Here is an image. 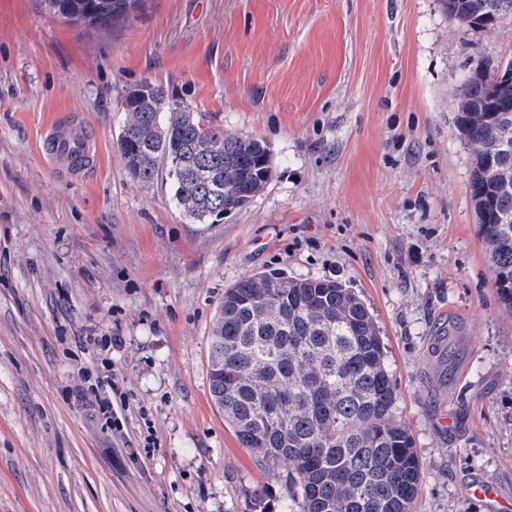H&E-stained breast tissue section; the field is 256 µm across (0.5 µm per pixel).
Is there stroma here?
<instances>
[{
    "label": "stroma",
    "mask_w": 512,
    "mask_h": 512,
    "mask_svg": "<svg viewBox=\"0 0 512 512\" xmlns=\"http://www.w3.org/2000/svg\"><path fill=\"white\" fill-rule=\"evenodd\" d=\"M480 55L512 58V19L464 26L438 0H145L105 31L0 0V512H286V464L241 447L209 394L216 308L261 271L369 307L420 455L415 512H484L473 476L512 501V315L452 121ZM145 82L266 142L264 191L195 224L166 182H134L117 138ZM73 119L96 151L76 177L42 155ZM442 322L451 392L430 384ZM101 336L122 340L105 365ZM92 374L123 394L120 427L81 399Z\"/></svg>",
    "instance_id": "obj_1"
}]
</instances>
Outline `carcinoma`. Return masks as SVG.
<instances>
[{"mask_svg":"<svg viewBox=\"0 0 512 512\" xmlns=\"http://www.w3.org/2000/svg\"><path fill=\"white\" fill-rule=\"evenodd\" d=\"M54 15L105 26L143 0H44ZM456 23L512 17V0H440ZM474 70L456 96V127L473 147L471 197L496 293L512 313V85ZM117 146L129 175L169 180L197 224H212L261 193L269 146L211 126L174 104L156 111L130 90ZM271 273L224 292L209 336V393L244 448L288 466L298 512H414L417 449L396 416L385 347L369 308L345 284L321 278L273 287Z\"/></svg>","mask_w":512,"mask_h":512,"instance_id":"cac0c4a2","label":"carcinoma"}]
</instances>
